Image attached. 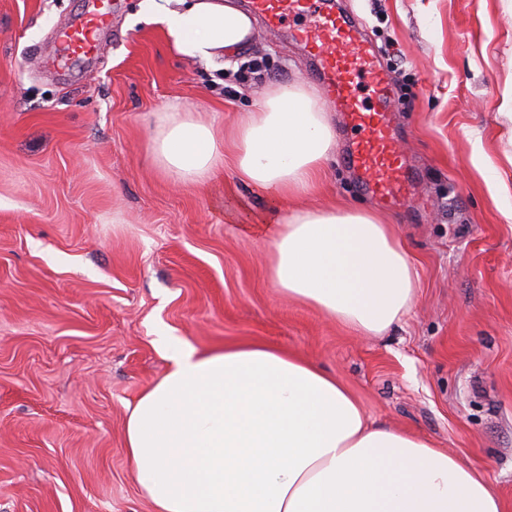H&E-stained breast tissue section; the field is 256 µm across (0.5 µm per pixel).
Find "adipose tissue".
I'll return each mask as SVG.
<instances>
[{"label":"adipose tissue","instance_id":"ef3b65f1","mask_svg":"<svg viewBox=\"0 0 512 512\" xmlns=\"http://www.w3.org/2000/svg\"><path fill=\"white\" fill-rule=\"evenodd\" d=\"M181 56L214 63L250 44L235 0H142ZM331 107L299 81L264 90L216 137L171 100L151 116L150 154L167 177L202 184L225 164L285 213L265 233L274 288L361 336L410 311L406 241L378 214L295 207L336 145ZM169 371L125 423L126 453L153 512H503L487 478L421 436L370 425L342 382L287 351L245 343L207 352L163 336Z\"/></svg>","mask_w":512,"mask_h":512}]
</instances>
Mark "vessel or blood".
<instances>
[{
  "label": "vessel or blood",
  "instance_id": "b4317fda",
  "mask_svg": "<svg viewBox=\"0 0 512 512\" xmlns=\"http://www.w3.org/2000/svg\"><path fill=\"white\" fill-rule=\"evenodd\" d=\"M247 8L270 32L288 34L304 52L311 77L350 134L343 160L360 185L378 202L399 205L414 176L390 123L392 82L363 24L334 0H247ZM110 22L104 0H87L62 34L60 64L94 59L99 34Z\"/></svg>",
  "mask_w": 512,
  "mask_h": 512
}]
</instances>
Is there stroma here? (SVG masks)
<instances>
[{"instance_id":"35a3bbf8","label":"stroma","mask_w":512,"mask_h":512,"mask_svg":"<svg viewBox=\"0 0 512 512\" xmlns=\"http://www.w3.org/2000/svg\"><path fill=\"white\" fill-rule=\"evenodd\" d=\"M344 2L383 49L420 180L382 210L336 154L301 202L380 211L406 239L417 296L381 337L273 287L260 231L276 207L232 165L198 186L152 163L148 117L169 98L221 132L269 84L304 80L286 34L258 28L216 70L118 0L98 63L54 73L51 33L83 0H0V512H151L124 429L169 368L162 332L310 360L512 512V0Z\"/></svg>"}]
</instances>
